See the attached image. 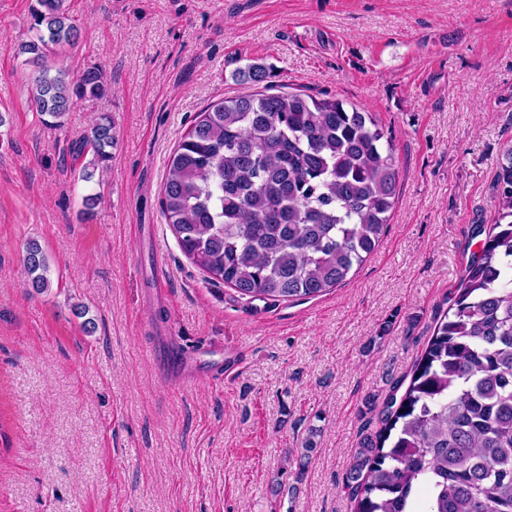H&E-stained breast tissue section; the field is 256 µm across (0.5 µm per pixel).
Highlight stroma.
<instances>
[{
  "label": "stroma",
  "instance_id": "stroma-1",
  "mask_svg": "<svg viewBox=\"0 0 512 512\" xmlns=\"http://www.w3.org/2000/svg\"><path fill=\"white\" fill-rule=\"evenodd\" d=\"M36 5L0 0V512H352L366 401L410 375L473 227L495 219L512 0H68L78 45L51 63L101 67L109 90L59 127L33 110L19 52ZM252 64L265 86L372 112L400 168L390 229L357 274L275 306L211 284L160 206L170 153L208 104L252 90ZM103 114L112 155L87 183L93 154L73 147ZM166 341L196 366L208 341L244 360L227 382L169 381ZM25 263L28 273L32 276L31 285L36 291L49 288L47 258L42 248L36 242H31L26 251Z\"/></svg>",
  "mask_w": 512,
  "mask_h": 512
}]
</instances>
